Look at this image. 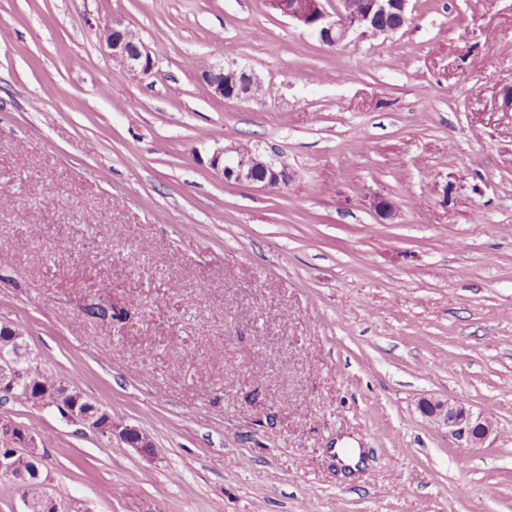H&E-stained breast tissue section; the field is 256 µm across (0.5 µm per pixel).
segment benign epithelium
<instances>
[{"mask_svg": "<svg viewBox=\"0 0 512 512\" xmlns=\"http://www.w3.org/2000/svg\"><path fill=\"white\" fill-rule=\"evenodd\" d=\"M410 0H336V11L327 8V0H268L270 7L308 30L321 42L337 46L351 34L363 37L390 36L397 32L381 24L388 16H395L406 25L409 20ZM102 43L112 58L119 60L129 72L148 74L153 70L151 51L144 46L136 34L119 21H112L103 32ZM212 97L219 100L259 98L271 91L252 70L224 65H212L201 74ZM209 168L223 176L226 181L257 183L265 188H276L288 181V172L271 161L261 159L253 153L226 154L220 149L208 160ZM27 342H18L13 347L0 349V396H12L16 385L24 376L25 366L35 361ZM35 405L57 407L68 420L102 434L112 436V415L97 404L86 399L82 393L63 386H46L30 397ZM420 411L431 422L445 428L448 435L474 448L482 444L494 431V423L483 417H474L465 403L456 400L424 399ZM6 442L0 448V476L15 482H32L40 478V467L44 456L34 445L32 435L24 428L10 426L4 433ZM125 441L138 453L149 455L153 448L149 439L134 428L124 431ZM24 452L30 462L29 470L15 471L14 459ZM23 512H70L64 503L43 488L37 500L22 499Z\"/></svg>", "mask_w": 512, "mask_h": 512, "instance_id": "1", "label": "benign epithelium"}]
</instances>
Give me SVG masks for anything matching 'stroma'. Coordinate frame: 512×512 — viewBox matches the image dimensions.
<instances>
[{
    "instance_id": "35a3bbf8",
    "label": "stroma",
    "mask_w": 512,
    "mask_h": 512,
    "mask_svg": "<svg viewBox=\"0 0 512 512\" xmlns=\"http://www.w3.org/2000/svg\"><path fill=\"white\" fill-rule=\"evenodd\" d=\"M410 8L331 48L267 0H0V323L118 429L0 404L55 498L512 512V0ZM115 20L151 74L115 77ZM231 63L274 94L212 98ZM223 147L287 184L225 181ZM424 398L494 431L462 449Z\"/></svg>"
}]
</instances>
